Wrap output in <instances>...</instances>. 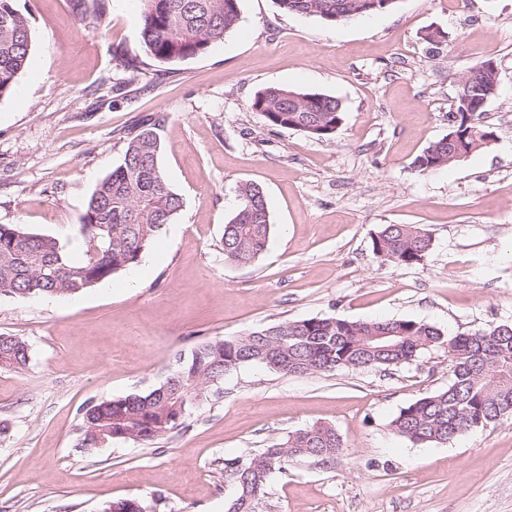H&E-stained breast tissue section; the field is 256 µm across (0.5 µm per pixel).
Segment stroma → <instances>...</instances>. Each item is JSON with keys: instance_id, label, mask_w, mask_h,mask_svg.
<instances>
[{"instance_id": "obj_1", "label": "stroma", "mask_w": 512, "mask_h": 512, "mask_svg": "<svg viewBox=\"0 0 512 512\" xmlns=\"http://www.w3.org/2000/svg\"><path fill=\"white\" fill-rule=\"evenodd\" d=\"M33 50L0 99V224L56 237L73 259L95 186L126 134L162 116L160 162L184 206L139 265L83 293L0 296V333L30 360L0 368V512H227L228 458H250L315 425L342 440L329 459L273 470L257 512H512V416L445 444L416 445L392 421L451 379L433 347L389 370L289 376L259 365L225 375L169 439L77 445L82 408L144 392L176 354L271 323L336 317L413 320L447 335L512 325V0H396L330 23L240 0V20L199 57L162 66L140 36L142 0H14ZM443 35L432 54L426 30ZM138 58L117 69L114 51ZM494 61L491 143L455 164L416 157L449 130L458 83ZM286 86L334 96L335 137L268 126L255 95ZM259 185L273 223L253 262L225 261L239 188ZM385 224L432 236L420 264L377 258Z\"/></svg>"}]
</instances>
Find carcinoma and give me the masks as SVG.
<instances>
[{"label": "carcinoma", "instance_id": "carcinoma-1", "mask_svg": "<svg viewBox=\"0 0 512 512\" xmlns=\"http://www.w3.org/2000/svg\"><path fill=\"white\" fill-rule=\"evenodd\" d=\"M141 35L147 54L160 64H174L204 54L224 39L240 19V0H144ZM364 0H278L280 8L328 22L357 17ZM32 48L27 17L12 0H0V98L14 91ZM472 95L483 97L493 86L477 64L465 75ZM252 109L269 125L323 139L333 136L343 120L341 102L329 95L274 86L258 92ZM483 110L449 113L448 134L456 147L470 154L485 148ZM161 120L142 122L126 138L123 162L92 192L77 225L83 257L71 258L64 245L49 235L28 232L18 224H0V296L52 297L74 295L135 266L183 207L182 197L168 187L160 164ZM449 145H429L416 158L421 170L452 164ZM240 204L224 225V260L246 264L266 249L273 224L263 190L254 184L239 189ZM432 238L415 224H385L372 239L373 253L397 265L421 263ZM448 348L453 377L448 387L423 396L400 410L392 421L396 432L414 444H444L480 425L512 414V332L493 326L468 335H445L440 329L412 320L347 321L309 318L273 324L240 338H214L175 357L172 371L184 390L177 396L160 387L83 407L80 443L96 432L108 441L152 445L165 439L189 414L194 401L224 374L246 364L280 365L285 375H309L338 369L398 367L422 351ZM29 360L25 341L0 334V366L22 368ZM342 448L328 425L300 430L259 456L224 460V475L239 488L266 494L269 474L290 459L331 457Z\"/></svg>", "mask_w": 512, "mask_h": 512}]
</instances>
